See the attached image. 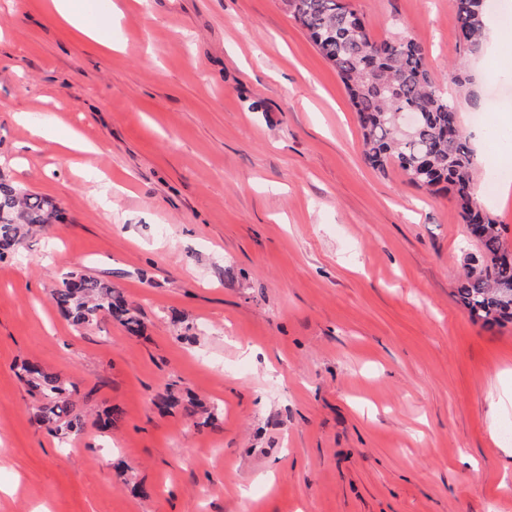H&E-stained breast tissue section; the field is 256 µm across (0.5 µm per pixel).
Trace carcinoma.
<instances>
[{"label": "carcinoma", "mask_w": 512, "mask_h": 512, "mask_svg": "<svg viewBox=\"0 0 512 512\" xmlns=\"http://www.w3.org/2000/svg\"><path fill=\"white\" fill-rule=\"evenodd\" d=\"M319 54L333 67L356 112L364 152L384 172L397 167L419 189L452 192L463 223L476 239L480 259L458 280L456 296L470 318L489 325L512 323V253L496 221L474 193V150L458 124L456 106L431 78L423 47L412 39L379 41L351 4L341 0H285ZM456 29L464 48L482 47L483 0H455ZM412 109L417 123L397 129L399 111ZM58 206L0 176V259L25 249L34 228L60 221ZM51 301L78 329L107 316L131 334L141 331L137 307L112 284L71 272L52 290ZM21 379L40 396L37 423L64 435L81 427L83 408L69 381L28 361Z\"/></svg>", "instance_id": "1"}]
</instances>
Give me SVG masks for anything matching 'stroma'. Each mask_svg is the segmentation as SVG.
Segmentation results:
<instances>
[{"mask_svg": "<svg viewBox=\"0 0 512 512\" xmlns=\"http://www.w3.org/2000/svg\"><path fill=\"white\" fill-rule=\"evenodd\" d=\"M351 3L425 48L512 247V176L491 178L512 168V32L472 55L453 0ZM120 8L110 51L0 0V174L63 216L0 260V512H512V323L455 297L478 245L452 194L371 168L283 0ZM73 271L142 334L73 327L50 301ZM27 360L82 395L68 441L34 422ZM167 383L216 424L160 410Z\"/></svg>", "mask_w": 512, "mask_h": 512, "instance_id": "stroma-1", "label": "stroma"}]
</instances>
